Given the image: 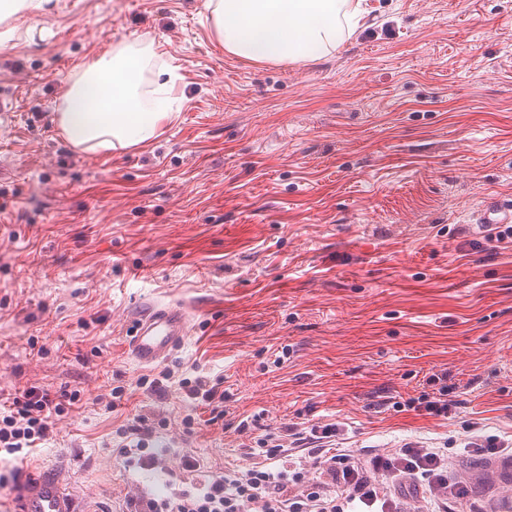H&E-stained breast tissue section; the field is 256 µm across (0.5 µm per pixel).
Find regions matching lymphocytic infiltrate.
Listing matches in <instances>:
<instances>
[{
    "label": "lymphocytic infiltrate",
    "instance_id": "1",
    "mask_svg": "<svg viewBox=\"0 0 512 512\" xmlns=\"http://www.w3.org/2000/svg\"><path fill=\"white\" fill-rule=\"evenodd\" d=\"M179 386L188 402L181 420L193 434L201 419L198 407L218 409L224 402L220 382L199 375ZM79 393L62 399L31 386L12 399L0 400V462L27 459L51 439L58 420ZM259 418L236 426L248 439L241 454L249 466L231 475L200 476V463L185 456L170 476V491L157 498L133 499V512H448V453L442 448L404 446L363 459L352 451L323 447L335 437L333 423L312 426L308 436L293 428L258 433ZM155 428L132 424L119 430V451L127 462L143 468L161 466L164 452L151 448Z\"/></svg>",
    "mask_w": 512,
    "mask_h": 512
}]
</instances>
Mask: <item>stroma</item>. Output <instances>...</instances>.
<instances>
[{
    "label": "stroma",
    "mask_w": 512,
    "mask_h": 512,
    "mask_svg": "<svg viewBox=\"0 0 512 512\" xmlns=\"http://www.w3.org/2000/svg\"><path fill=\"white\" fill-rule=\"evenodd\" d=\"M52 5L16 21L41 36L0 43V393L81 400L20 477L50 468L82 512H126L184 454L246 467L234 428L258 413L339 422L359 456L447 448L462 506L512 512V245L473 224L512 197V0H363L336 51L282 63L225 52L204 0ZM149 39L143 90L177 67L178 112L148 145L75 150L54 121L71 78ZM146 303L190 316L160 365L126 349ZM165 365L223 377V424L183 436L177 381L138 385ZM441 373L448 417L396 411ZM141 414L169 422L164 469L113 450Z\"/></svg>",
    "instance_id": "obj_1"
}]
</instances>
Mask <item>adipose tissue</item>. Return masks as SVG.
Here are the masks:
<instances>
[{
	"label": "adipose tissue",
	"instance_id": "obj_1",
	"mask_svg": "<svg viewBox=\"0 0 512 512\" xmlns=\"http://www.w3.org/2000/svg\"><path fill=\"white\" fill-rule=\"evenodd\" d=\"M217 39L231 55L256 62L299 61L330 54L363 14L359 0H205ZM142 58L120 52L76 77L55 121L82 152L136 147L156 138L172 116L174 79L157 85L144 107L137 75Z\"/></svg>",
	"mask_w": 512,
	"mask_h": 512
}]
</instances>
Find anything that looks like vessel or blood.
I'll use <instances>...</instances> for the list:
<instances>
[{"mask_svg":"<svg viewBox=\"0 0 512 512\" xmlns=\"http://www.w3.org/2000/svg\"><path fill=\"white\" fill-rule=\"evenodd\" d=\"M481 227L512 223V198H486L477 214ZM189 316L176 305L147 308L135 322L129 349L135 362L151 366L181 346L188 334ZM17 512H77L76 501L62 479L45 473L23 484Z\"/></svg>","mask_w":512,"mask_h":512,"instance_id":"b4317fda","label":"vessel or blood"}]
</instances>
